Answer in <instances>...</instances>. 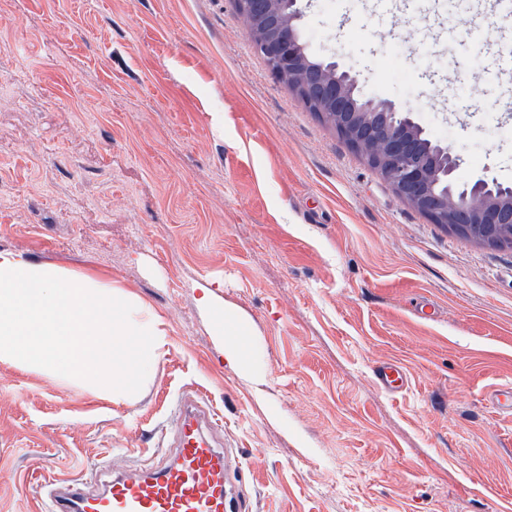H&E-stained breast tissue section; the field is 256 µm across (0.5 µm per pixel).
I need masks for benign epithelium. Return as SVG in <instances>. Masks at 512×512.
I'll use <instances>...</instances> for the list:
<instances>
[{
  "instance_id": "1",
  "label": "benign epithelium",
  "mask_w": 512,
  "mask_h": 512,
  "mask_svg": "<svg viewBox=\"0 0 512 512\" xmlns=\"http://www.w3.org/2000/svg\"><path fill=\"white\" fill-rule=\"evenodd\" d=\"M254 52L409 206L453 231L512 224V186L494 178L460 182V159L409 111L361 94L336 62L313 59L300 33V0H234Z\"/></svg>"
}]
</instances>
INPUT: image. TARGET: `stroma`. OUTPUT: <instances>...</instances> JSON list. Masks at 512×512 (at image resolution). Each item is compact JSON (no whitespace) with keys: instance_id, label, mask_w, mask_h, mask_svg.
<instances>
[{"instance_id":"obj_1","label":"stroma","mask_w":512,"mask_h":512,"mask_svg":"<svg viewBox=\"0 0 512 512\" xmlns=\"http://www.w3.org/2000/svg\"><path fill=\"white\" fill-rule=\"evenodd\" d=\"M301 6L315 59L447 126L460 179L512 184V89L470 41L512 16ZM0 252L120 282L168 341L120 404L0 363V512H39L46 477L160 461L189 387L223 416L248 512H512V416L488 398L512 384V248L396 196L273 78L234 0H0ZM206 288L260 373L225 362Z\"/></svg>"}]
</instances>
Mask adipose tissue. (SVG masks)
I'll use <instances>...</instances> for the list:
<instances>
[{
    "mask_svg": "<svg viewBox=\"0 0 512 512\" xmlns=\"http://www.w3.org/2000/svg\"><path fill=\"white\" fill-rule=\"evenodd\" d=\"M198 305L225 360L254 372L247 323L210 291ZM166 343L163 319L119 283L0 253V363L119 404L154 376Z\"/></svg>",
    "mask_w": 512,
    "mask_h": 512,
    "instance_id": "adipose-tissue-1",
    "label": "adipose tissue"
}]
</instances>
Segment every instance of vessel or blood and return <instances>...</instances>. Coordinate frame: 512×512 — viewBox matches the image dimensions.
<instances>
[{
	"label": "vessel or blood",
	"instance_id": "1",
	"mask_svg": "<svg viewBox=\"0 0 512 512\" xmlns=\"http://www.w3.org/2000/svg\"><path fill=\"white\" fill-rule=\"evenodd\" d=\"M223 419L184 393L170 421L172 455L98 485L82 479L40 484L45 512H232L236 480L220 442Z\"/></svg>",
	"mask_w": 512,
	"mask_h": 512
}]
</instances>
